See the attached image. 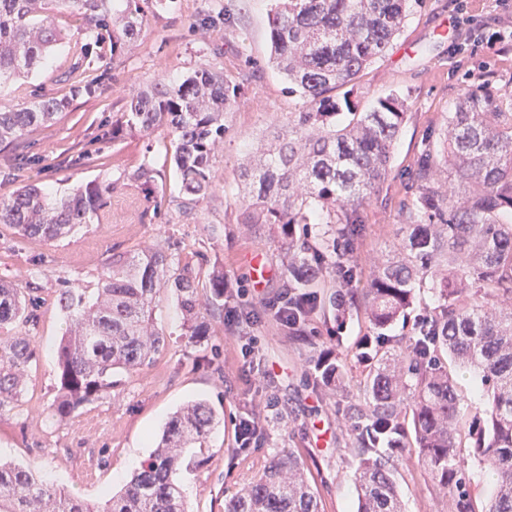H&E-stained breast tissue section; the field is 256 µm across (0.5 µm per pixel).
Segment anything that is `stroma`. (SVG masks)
<instances>
[{"label": "stroma", "mask_w": 512, "mask_h": 512, "mask_svg": "<svg viewBox=\"0 0 512 512\" xmlns=\"http://www.w3.org/2000/svg\"><path fill=\"white\" fill-rule=\"evenodd\" d=\"M140 35L120 56L102 48L84 60L80 16L62 12L64 34L48 69L0 89L5 104L43 95L70 97L51 124L0 149V199L32 183L61 196L88 183L113 185L104 210L63 238L20 237L0 224V280L29 289L36 318L25 325L0 326V338L28 336L36 360L15 407L0 416V459L28 465L43 478L85 500L100 502L119 490L154 451L169 417L183 404L205 399L220 419L210 430L204 463L182 484L191 512H223L225 499L247 485L281 451L305 462L322 512H356L358 459L350 442L355 409L365 407L362 336L373 328L361 309L335 317L334 271L323 273L315 314L295 337L269 311L288 275V251L279 230L249 232L238 222V203L247 189L239 166L247 154H261L271 132L285 128L303 101L289 94L281 74L268 62V16L272 0H139ZM408 17L385 58L370 65L344 93L355 111L369 110L391 92L406 100L407 115L392 150L390 169L379 190L354 214L363 232L351 254L358 266L356 288L367 287L377 266L403 259L409 234L401 221L414 199L419 162L437 144L448 113L464 86L487 83L512 91V12L495 0H409ZM92 68L91 91L71 86L70 72ZM224 73L237 83V99L226 115L224 142L211 164V188L195 207L182 205L165 129L112 138V122L133 94L153 83H178L195 70ZM156 172L152 190L131 180L141 164ZM159 245L210 274L241 279L243 294L229 298L254 316L227 330L208 319V334L190 342L185 316L173 292L161 291L153 310L165 336L149 365L120 376L118 386L64 418L52 416L57 392L56 350L65 317L56 304L59 289L95 292L116 254L128 257ZM266 266L256 276L250 258ZM405 319L388 331L384 350L415 333V321L437 306L431 290L414 288ZM329 353L346 387L324 383L314 367ZM260 418L257 443L238 449L239 420ZM466 489L477 512L488 505L492 477L472 449L458 450ZM402 512H452L451 496L418 464L415 452L390 461Z\"/></svg>", "instance_id": "35a3bbf8"}]
</instances>
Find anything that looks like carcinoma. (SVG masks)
Listing matches in <instances>:
<instances>
[{
  "instance_id": "cac0c4a2",
  "label": "carcinoma",
  "mask_w": 512,
  "mask_h": 512,
  "mask_svg": "<svg viewBox=\"0 0 512 512\" xmlns=\"http://www.w3.org/2000/svg\"><path fill=\"white\" fill-rule=\"evenodd\" d=\"M116 19L106 0H0V85L23 80L47 66L62 36L51 6L69 8L88 25L87 38L117 55L134 38L140 7ZM408 0H275L269 24V62L284 75L303 108L264 158L240 164L249 188L242 223L278 226L288 238V277L294 317L316 308L322 265L343 264L352 283L357 266L345 252L361 232L352 215L384 181L392 147L406 116L396 93L380 96L368 112H354L336 90L352 84L384 57L407 18ZM239 86L224 74L200 69L178 84L157 83L133 96L112 138L126 130L172 137L173 160L184 206L208 194L210 168L224 140V114ZM65 100L43 97L0 107V144L57 119ZM454 173L456 188L435 177L439 165ZM130 178L149 190L154 172L140 165ZM114 186L88 184L51 197L24 185L0 199V224L26 238L55 240L71 234L106 204ZM321 224L316 240L294 237L295 226ZM411 228L407 259L376 268L363 297L347 288L344 309L362 301L377 331L405 317L421 283L438 299L436 310L395 355L390 368L376 337H362L369 405L357 410L352 444L358 456L357 512H401L389 454L415 448L418 461L449 494L456 512H475L461 489L458 396L448 360L473 370L484 391L466 439L495 479L485 512H512V92L466 86L451 112L443 140L427 151L417 172L416 197L402 212ZM200 272L161 247L129 260L112 256L93 295L60 289L57 304L66 328L57 349L58 390L53 413L65 417L112 391L113 377L153 361L165 338L152 323L157 294L173 290L188 335L207 334L200 310L224 316V275H209L201 297ZM33 302L0 281V324L28 323ZM27 336L0 339V415L19 401L33 360ZM217 414L205 400L190 401L167 422L153 457L104 506L50 484L29 467L0 461V512H188L179 476L199 468L192 448L203 445ZM224 512H320V499L304 463L288 451L265 466L224 503Z\"/></svg>"
}]
</instances>
